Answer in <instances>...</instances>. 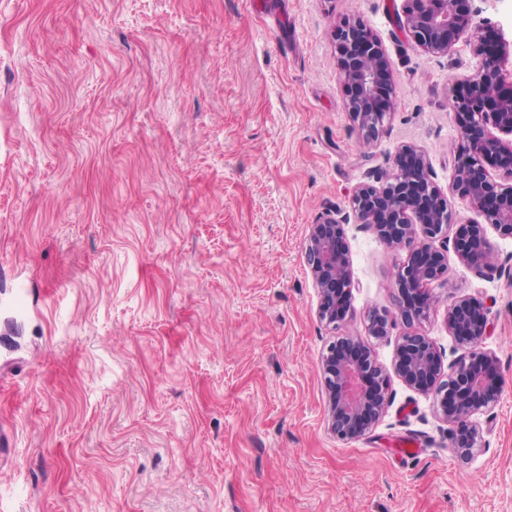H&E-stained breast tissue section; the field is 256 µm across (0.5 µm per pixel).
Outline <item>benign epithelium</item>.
I'll list each match as a JSON object with an SVG mask.
<instances>
[{"label":"benign epithelium","instance_id":"1","mask_svg":"<svg viewBox=\"0 0 512 512\" xmlns=\"http://www.w3.org/2000/svg\"><path fill=\"white\" fill-rule=\"evenodd\" d=\"M399 26L415 46L447 54L457 45L469 49L476 68L459 82L453 110L465 144L452 191L465 199L496 230L512 236V151L502 153L489 128L512 135V73L504 72L512 42L491 35L489 23L471 21V0H406ZM339 78L350 92L347 108L353 123L370 140L378 137L393 108L390 63L381 42L359 18L333 31ZM382 185L365 184L349 200V211H329L310 225L305 253L318 303L319 321L334 330L351 317L352 271L344 244L350 221L371 226L393 247L408 250L396 274V311L372 312L367 335L389 336L396 320L408 327L426 319L438 301L432 285L448 279V245L479 275L493 268L484 225L448 223V198L432 181L429 164L413 145L399 156ZM448 333L464 353L447 363L443 353L419 333L402 336L394 369L415 391L434 390L438 415L451 424L450 449L469 461L478 452L480 430L473 416L490 408L503 380L498 360L485 349L490 330L489 307L477 297L448 302ZM327 397V425L336 438L357 439L371 431L389 406L388 380L362 337L337 336L322 356Z\"/></svg>","mask_w":512,"mask_h":512}]
</instances>
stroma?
<instances>
[{
    "label": "stroma",
    "instance_id": "1",
    "mask_svg": "<svg viewBox=\"0 0 512 512\" xmlns=\"http://www.w3.org/2000/svg\"><path fill=\"white\" fill-rule=\"evenodd\" d=\"M404 0H0V498L11 512H512V237L497 273L448 256L417 325L445 353L448 301L490 308L503 387L461 462L433 394L389 377L373 430L327 429L305 256L310 224L425 155L449 221L463 142L451 79L398 24ZM362 19L394 109L364 142L335 25ZM353 316L394 310L406 261L346 227ZM31 290L19 297L17 282ZM416 442L404 454L400 444Z\"/></svg>",
    "mask_w": 512,
    "mask_h": 512
}]
</instances>
